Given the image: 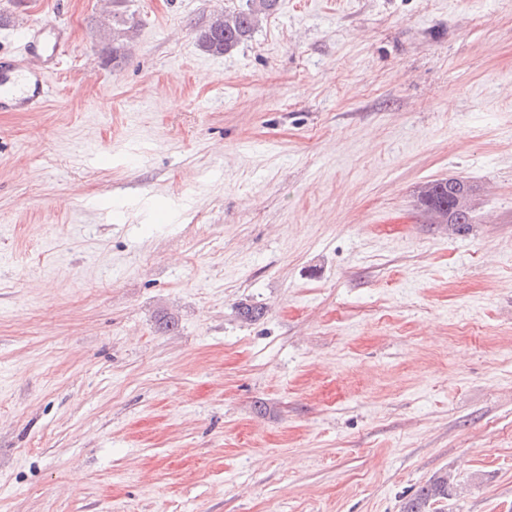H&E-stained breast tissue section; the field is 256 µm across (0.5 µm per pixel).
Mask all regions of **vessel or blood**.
<instances>
[{
	"label": "vessel or blood",
	"mask_w": 512,
	"mask_h": 512,
	"mask_svg": "<svg viewBox=\"0 0 512 512\" xmlns=\"http://www.w3.org/2000/svg\"><path fill=\"white\" fill-rule=\"evenodd\" d=\"M70 45L53 20L27 25L18 47L0 55V112H35L49 99Z\"/></svg>",
	"instance_id": "vessel-or-blood-1"
}]
</instances>
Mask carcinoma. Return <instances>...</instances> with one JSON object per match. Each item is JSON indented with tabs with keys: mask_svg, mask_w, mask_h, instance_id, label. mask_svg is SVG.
<instances>
[{
	"mask_svg": "<svg viewBox=\"0 0 512 512\" xmlns=\"http://www.w3.org/2000/svg\"><path fill=\"white\" fill-rule=\"evenodd\" d=\"M279 0H246L245 5L224 12V26L214 29L206 25L198 34L200 46L212 53L226 54L252 37L261 19L274 13ZM137 27L134 15L112 12L108 24L98 27L100 42L112 52V63L126 58L131 33ZM473 186L462 177L443 178L427 182L419 191V203L435 224H460L468 228L473 223V212H461L455 207L456 193ZM240 319L246 323L260 320L265 308L254 302H242L237 307ZM457 484L448 472L435 474L407 500L401 512H443V503L453 496Z\"/></svg>",
	"mask_w": 512,
	"mask_h": 512,
	"instance_id": "carcinoma-1",
	"label": "carcinoma"
}]
</instances>
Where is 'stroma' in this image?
<instances>
[{"instance_id": "1", "label": "stroma", "mask_w": 512, "mask_h": 512, "mask_svg": "<svg viewBox=\"0 0 512 512\" xmlns=\"http://www.w3.org/2000/svg\"><path fill=\"white\" fill-rule=\"evenodd\" d=\"M0 0L73 44L0 112V512H512V0ZM466 178L474 222L428 223ZM267 309L242 323L239 302ZM175 320L160 327L162 316ZM279 0H246L245 6L224 11V26L214 29L211 22L198 34L200 46L216 54L231 52L252 37L262 17L274 13ZM118 10L120 12L113 10L107 26L101 23L97 30L100 43L112 52V63L117 65L126 58L127 46L132 39L131 33L137 27L133 14H127L120 8ZM463 188L474 193L473 186L463 177L432 180L421 188L419 203L432 224H460L465 229L473 224L471 195L461 194L456 203L458 209L455 207L456 193ZM456 487L448 471L437 473L403 504L401 512H442L441 503L448 502Z\"/></svg>"}]
</instances>
